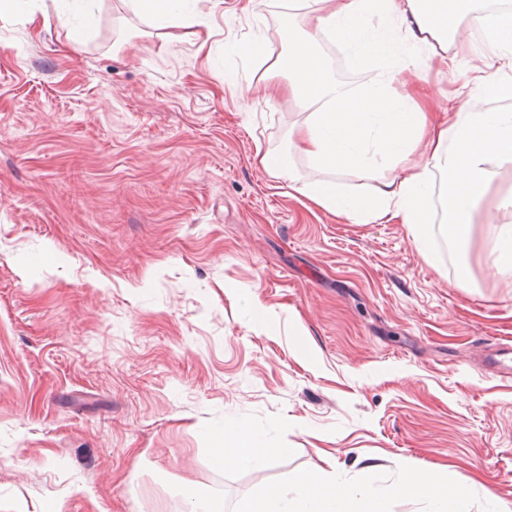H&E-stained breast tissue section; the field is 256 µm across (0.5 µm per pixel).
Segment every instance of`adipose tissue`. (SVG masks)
Wrapping results in <instances>:
<instances>
[{
	"mask_svg": "<svg viewBox=\"0 0 512 512\" xmlns=\"http://www.w3.org/2000/svg\"><path fill=\"white\" fill-rule=\"evenodd\" d=\"M160 34L197 26L188 0H124ZM308 29L299 32L281 26L282 45L270 57L262 42L237 44L238 54L263 62L273 60L288 81L285 97L308 106L306 120L293 129L291 147L316 169L356 172L376 161L397 169L393 179L368 196L343 194L331 180L298 184L287 160L270 154L260 164L289 185L314 207L361 224L393 222L405 225L423 260L435 264L432 247L433 186L444 173L445 235L464 243L469 239L475 207L488 190L498 168L512 162V111L489 108L488 94L512 96V16L492 21V33L482 49L484 67L475 86H461L455 97L438 98L431 88L418 85L422 61H438L457 69L458 53L448 49L449 32L474 19V0H312ZM332 33L350 46L358 61L370 63L396 57L401 62L400 88L377 81L360 91L339 88L318 52V36ZM424 164H410L416 151ZM270 448L250 430L228 425L213 435L212 461L221 469L262 467ZM428 499L431 512H461L465 494L449 489L425 471H411L386 491L372 479L355 487L315 474L298 477L292 488L269 487L246 501L240 512H389L390 500Z\"/></svg>",
	"mask_w": 512,
	"mask_h": 512,
	"instance_id": "obj_1",
	"label": "adipose tissue"
}]
</instances>
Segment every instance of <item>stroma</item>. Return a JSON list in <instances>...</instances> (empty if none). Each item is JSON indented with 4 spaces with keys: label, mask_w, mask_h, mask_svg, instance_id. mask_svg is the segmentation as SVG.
Segmentation results:
<instances>
[{
    "label": "stroma",
    "mask_w": 512,
    "mask_h": 512,
    "mask_svg": "<svg viewBox=\"0 0 512 512\" xmlns=\"http://www.w3.org/2000/svg\"><path fill=\"white\" fill-rule=\"evenodd\" d=\"M242 5L197 0L202 26L175 40L119 0L79 45L41 15L0 18V512H189L187 486L237 512L306 473L384 488L409 469L468 488V512L512 505V283L488 268L512 163L468 255L435 207L432 266L405 225L307 209L260 154L351 194L396 172L291 148L307 113L285 75L231 46L278 53L306 9ZM318 41L344 89L377 78ZM479 64L418 75L448 95ZM227 424L274 449L263 469L214 467Z\"/></svg>",
    "instance_id": "1"
}]
</instances>
